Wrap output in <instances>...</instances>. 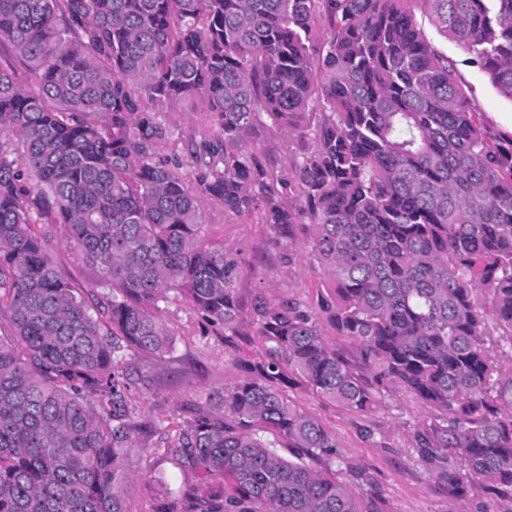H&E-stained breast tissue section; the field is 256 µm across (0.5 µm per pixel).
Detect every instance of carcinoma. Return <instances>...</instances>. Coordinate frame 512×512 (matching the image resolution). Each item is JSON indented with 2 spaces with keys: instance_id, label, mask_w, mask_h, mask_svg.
<instances>
[{
  "instance_id": "obj_1",
  "label": "carcinoma",
  "mask_w": 512,
  "mask_h": 512,
  "mask_svg": "<svg viewBox=\"0 0 512 512\" xmlns=\"http://www.w3.org/2000/svg\"><path fill=\"white\" fill-rule=\"evenodd\" d=\"M410 0H0V512H131L132 449L202 471L153 512H387L350 485L336 436L286 388L355 413L377 387L320 323L435 414L412 448L448 512L512 501V136L482 121ZM512 100V0H420ZM208 121L184 160L164 112ZM295 144L278 167L260 126ZM195 170L189 186L183 167ZM259 212L325 278L317 303L236 294L240 252L203 212ZM62 228L98 272L92 309L52 261ZM181 301L267 358L239 360L222 411L141 424L130 391L169 360ZM322 327L323 334L325 335L328 342L344 357L361 367L362 370L365 371L369 377H371V374L369 373L371 370L368 368V366L362 363L357 346L350 339L337 335L336 331L332 329L328 324H325ZM500 334L501 331L490 327L488 330V336H485V339L487 346L493 349L497 360H499V362L503 364L506 369H508L510 365L512 366V352L511 348L509 347L507 337L499 336Z\"/></svg>"
}]
</instances>
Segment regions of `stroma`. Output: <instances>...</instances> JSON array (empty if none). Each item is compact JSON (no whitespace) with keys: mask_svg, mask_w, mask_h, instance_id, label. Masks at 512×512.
<instances>
[{"mask_svg":"<svg viewBox=\"0 0 512 512\" xmlns=\"http://www.w3.org/2000/svg\"><path fill=\"white\" fill-rule=\"evenodd\" d=\"M411 9L427 38L453 62L472 107L493 128L512 125V101L502 97L468 53L430 22L420 0ZM203 222L214 242L241 253L235 286L243 305H250L259 293L275 303L316 301L322 289L316 262L308 251L288 249L259 215L231 217L214 204L205 209ZM52 246L56 264L72 276L87 301L102 300L95 269L77 260L63 234L55 235ZM162 315L175 334L173 360L160 372L156 390L133 394L131 405L136 420L162 419L176 426L189 418L192 405L212 399L239 378L235 357L256 358L263 348L254 336L227 344L221 328L209 326L182 303L163 306ZM380 391L379 407L368 414L351 412L299 386L290 387L288 393L335 435L341 453L354 466L346 476L351 484L380 494L390 512H448L447 501L434 491L410 446L413 425L428 415V408L399 385L386 383ZM132 463L146 473L128 492L132 512H152L164 491L187 490L198 481L193 470L159 451H133Z\"/></svg>","mask_w":512,"mask_h":512,"instance_id":"35a3bbf8","label":"stroma"}]
</instances>
